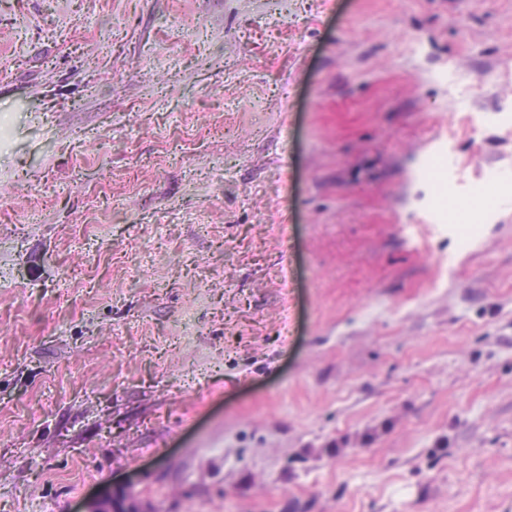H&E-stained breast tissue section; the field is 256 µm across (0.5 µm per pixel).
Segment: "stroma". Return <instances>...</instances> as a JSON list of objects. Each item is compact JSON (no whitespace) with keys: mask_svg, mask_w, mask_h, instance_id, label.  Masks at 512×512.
<instances>
[{"mask_svg":"<svg viewBox=\"0 0 512 512\" xmlns=\"http://www.w3.org/2000/svg\"><path fill=\"white\" fill-rule=\"evenodd\" d=\"M0 123V512H512V0H0Z\"/></svg>","mask_w":512,"mask_h":512,"instance_id":"1","label":"stroma"}]
</instances>
